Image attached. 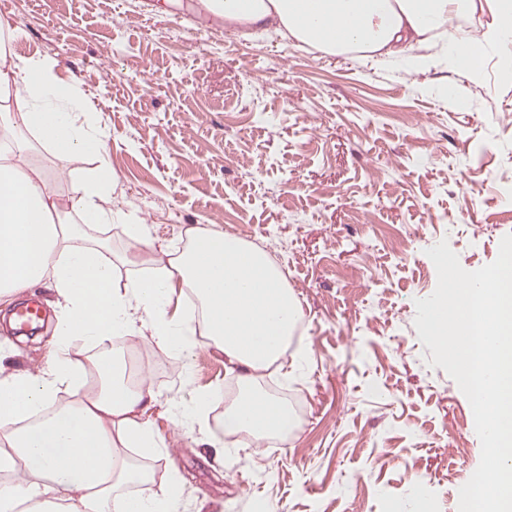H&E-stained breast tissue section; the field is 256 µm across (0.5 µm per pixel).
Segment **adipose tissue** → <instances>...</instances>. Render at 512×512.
<instances>
[{
	"mask_svg": "<svg viewBox=\"0 0 512 512\" xmlns=\"http://www.w3.org/2000/svg\"><path fill=\"white\" fill-rule=\"evenodd\" d=\"M201 7L225 23L271 27L328 53L358 51L418 70L444 63L472 77L485 47L512 42V0H201ZM478 12L488 20L477 35L456 39L454 20ZM0 32L7 36L0 99L20 102L17 111L0 113V124L16 133L0 143V301L46 283L61 309L54 362L9 372L0 351V512H180L178 479L149 498L120 491L145 479L127 449L167 451L145 418L155 400L147 379L126 385L124 368L106 358L74 366L68 349L77 341L146 336L187 351V321L169 316L167 306L173 289L189 291L209 342L244 387L224 411L223 436L209 440L220 459L225 437L290 429L287 405L257 383L284 357L301 319L299 302L264 251L203 228L188 229L187 247L158 260L157 276L116 288L111 252L67 227L74 217L87 226L124 224L134 251L150 246L139 219L112 205L117 180L104 135L78 87L57 77L55 59L13 55L25 31L1 23ZM423 45L428 53H420ZM30 133L58 159H95L93 169L71 174L65 199L52 174L31 165ZM74 388L79 398L56 405L61 390Z\"/></svg>",
	"mask_w": 512,
	"mask_h": 512,
	"instance_id": "1",
	"label": "adipose tissue"
}]
</instances>
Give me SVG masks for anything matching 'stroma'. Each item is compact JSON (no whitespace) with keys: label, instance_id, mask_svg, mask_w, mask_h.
Returning a JSON list of instances; mask_svg holds the SVG:
<instances>
[{"label":"stroma","instance_id":"stroma-1","mask_svg":"<svg viewBox=\"0 0 512 512\" xmlns=\"http://www.w3.org/2000/svg\"><path fill=\"white\" fill-rule=\"evenodd\" d=\"M1 21L28 33L14 53L55 58L96 108L112 202L152 240L131 264L125 225L87 231L111 252L117 286L151 274L157 251L183 250L187 228L215 225L276 255L301 303L304 368L271 369L296 425L272 450L225 439L224 460L175 415L207 394L210 423L223 421L238 386L213 348L71 347L80 366L113 349L153 386L146 417L168 451L127 449L148 478L126 493H161L176 473L184 512H255L259 500L277 512H458L481 444L467 398L426 362L415 302L437 285L428 248L448 241L474 271L512 234L505 48L489 49L474 79L244 39L198 0H0ZM54 355L42 330L6 365Z\"/></svg>","mask_w":512,"mask_h":512}]
</instances>
